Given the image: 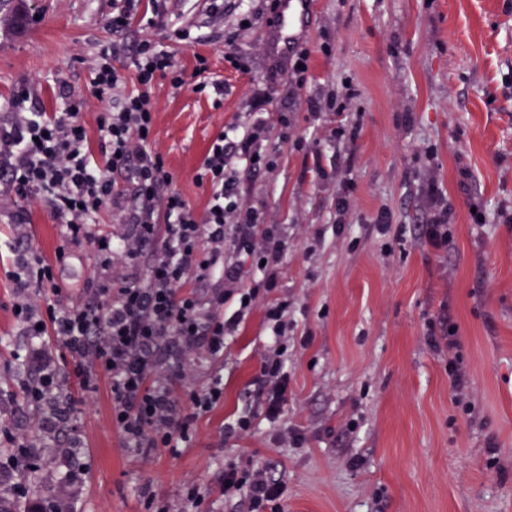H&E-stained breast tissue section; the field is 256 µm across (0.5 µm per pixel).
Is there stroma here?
Returning <instances> with one entry per match:
<instances>
[{
    "label": "stroma",
    "instance_id": "obj_1",
    "mask_svg": "<svg viewBox=\"0 0 512 512\" xmlns=\"http://www.w3.org/2000/svg\"><path fill=\"white\" fill-rule=\"evenodd\" d=\"M26 4L23 31L0 24V107L33 78L35 106L55 110L60 84L87 89L114 39L115 0ZM209 4L175 0L168 22L190 26L192 39L171 50L187 71L195 54L207 56L224 94L159 81L153 148L201 214L209 186L196 176L215 136L257 111L267 119L273 166L242 167L237 178L243 201L287 236L276 290L293 318L285 413L269 422L252 383L270 334L257 312L223 357L201 349L165 364L185 397L224 380L223 401L195 419L190 440L127 448L108 379L85 390L64 342L31 340L14 314L17 247L53 259L59 224L37 207L27 224L2 215L0 484L13 481L10 456L31 447L42 463L26 512L60 501L74 512H245L224 498V467L252 459L284 483L283 512H512V0H315L302 84L272 71L262 40L270 0H224L220 26ZM229 53L247 70L232 68ZM439 209L453 233L443 251L418 231ZM383 211L404 226L402 240L377 230ZM92 265L87 246L73 247L58 297L75 302ZM448 324L466 412L453 401L447 350L426 342L430 326ZM37 345L68 409L51 431L43 422L54 407L24 395ZM246 412L252 434L225 437ZM287 427L303 434L301 447L278 444Z\"/></svg>",
    "mask_w": 512,
    "mask_h": 512
}]
</instances>
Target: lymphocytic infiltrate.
<instances>
[{
  "label": "lymphocytic infiltrate",
  "instance_id": "lymphocytic-infiltrate-1",
  "mask_svg": "<svg viewBox=\"0 0 512 512\" xmlns=\"http://www.w3.org/2000/svg\"><path fill=\"white\" fill-rule=\"evenodd\" d=\"M141 2L120 0L109 25L116 34L139 27L144 38L132 46L116 41L105 47L87 92L63 87L61 111H35L28 106L33 85L26 82L0 114V213L25 224L33 203L61 227L54 261L30 249L20 256L21 327L38 338L42 326H50L78 358L85 389H95L100 376L108 377L112 421L134 450L172 448L187 437L189 415L173 387L150 379L172 343H179L185 355L200 348L223 355L226 337L257 309L272 333L255 378L266 417L280 418L288 402V303L270 297L284 258L282 229L261 223L257 209L241 200L236 187L238 163L272 164L267 124L258 117L243 134L223 131L215 137L202 164L210 198L204 215H197L171 189L172 177L152 148L153 89L160 79L179 88L190 77L199 93L220 94L224 86L207 80L203 55H196L192 73L175 67L163 42L148 35L166 14V5L158 0L145 13ZM123 55L131 56L135 67L133 85L125 90L113 65ZM95 106L101 112L94 144L83 115ZM105 212L121 213L131 236L116 242L102 232L98 223ZM82 243L92 248L95 264L77 302L50 303L44 315H37L33 295L60 294L55 268ZM119 260L128 275L114 290L108 283ZM246 262L259 272L247 286L242 283ZM266 471L257 462L228 466L225 497H244L249 512H280L284 486Z\"/></svg>",
  "mask_w": 512,
  "mask_h": 512
}]
</instances>
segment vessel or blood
I'll return each mask as SVG.
<instances>
[{
	"instance_id": "1",
	"label": "vessel or blood",
	"mask_w": 512,
	"mask_h": 512,
	"mask_svg": "<svg viewBox=\"0 0 512 512\" xmlns=\"http://www.w3.org/2000/svg\"><path fill=\"white\" fill-rule=\"evenodd\" d=\"M313 0H275V20L265 31L268 51L285 60L305 41Z\"/></svg>"
}]
</instances>
